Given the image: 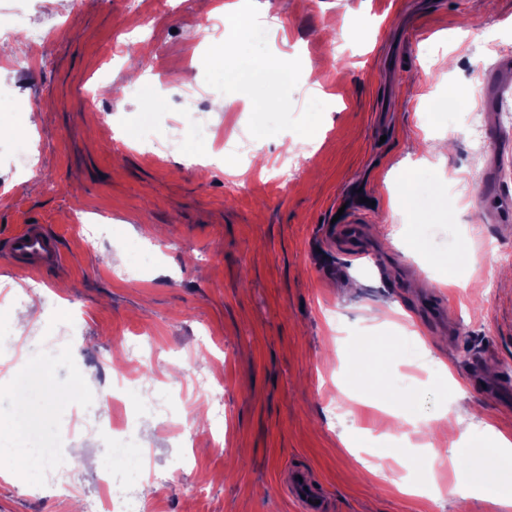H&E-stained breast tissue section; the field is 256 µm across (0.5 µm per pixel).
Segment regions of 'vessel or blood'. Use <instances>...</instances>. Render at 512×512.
<instances>
[{"label":"vessel or blood","mask_w":512,"mask_h":512,"mask_svg":"<svg viewBox=\"0 0 512 512\" xmlns=\"http://www.w3.org/2000/svg\"><path fill=\"white\" fill-rule=\"evenodd\" d=\"M7 250L18 269L33 276L42 275L44 268L59 264L62 253L56 237L42 224H22L7 240ZM286 495L294 500L301 512H324L320 494L302 470L287 471Z\"/></svg>","instance_id":"b4317fda"}]
</instances>
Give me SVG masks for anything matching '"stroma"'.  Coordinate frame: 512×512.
<instances>
[{
    "instance_id": "35a3bbf8",
    "label": "stroma",
    "mask_w": 512,
    "mask_h": 512,
    "mask_svg": "<svg viewBox=\"0 0 512 512\" xmlns=\"http://www.w3.org/2000/svg\"><path fill=\"white\" fill-rule=\"evenodd\" d=\"M212 2L232 4L243 28L205 34L198 0H151L150 22L136 26L129 0H0V32L34 46L0 67V288H30L27 323L2 311L0 332L26 337L40 371L23 412L0 378L7 445L28 458L0 478V512H72L99 496L124 445L100 406L114 355L127 351L154 355L173 379L155 385L165 414L136 388L121 408L165 475L149 512H298L277 491L292 466L333 512H512L498 504L512 499V457L476 499L450 495V468L430 469L422 452L424 420L453 398L472 411L468 461L491 452L483 420L512 421V285L485 247L512 253V214L479 200L492 177L512 204V69L498 74L509 92L496 102L484 82L512 56V0ZM271 16L279 24L257 43L254 24ZM119 42L134 54H112ZM256 53L287 59V75L255 69ZM195 87L211 124L253 130L263 177L197 139L183 98ZM437 96L453 109L431 112ZM20 97L37 104L35 133L13 107ZM473 112L478 143L466 131ZM174 134L168 159L149 158ZM286 154L296 177L269 184ZM23 157L33 171L18 170ZM346 203L365 216L357 252L332 223ZM17 224L57 231L63 266L18 271L3 241ZM201 371L223 379L224 414L197 423ZM379 378L412 422L411 445L395 454L390 416L353 406ZM344 434L408 484L434 471L441 500L374 483ZM80 445L94 463L73 461L77 490L58 492L39 451Z\"/></svg>"
}]
</instances>
